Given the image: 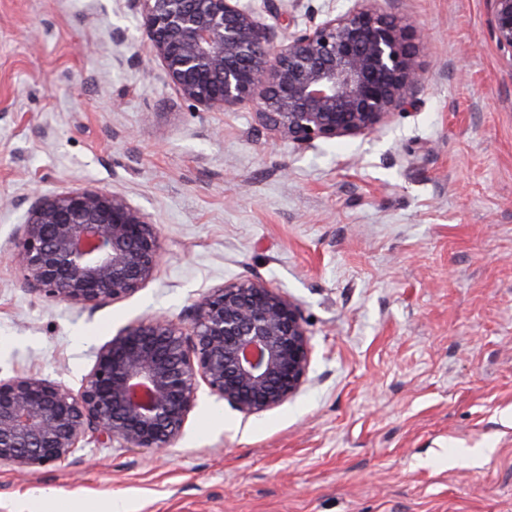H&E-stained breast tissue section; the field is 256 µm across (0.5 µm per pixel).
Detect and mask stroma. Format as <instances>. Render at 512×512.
Wrapping results in <instances>:
<instances>
[{"instance_id":"1","label":"stroma","mask_w":512,"mask_h":512,"mask_svg":"<svg viewBox=\"0 0 512 512\" xmlns=\"http://www.w3.org/2000/svg\"><path fill=\"white\" fill-rule=\"evenodd\" d=\"M387 9L425 35L415 106L298 150L251 108L182 99L127 0H0V377L79 389L112 336L250 279L299 303L312 350L264 413L199 389L166 453L1 468L0 512H512V52L491 0ZM76 187L160 230L155 277L96 309L29 292L10 258L27 198Z\"/></svg>"}]
</instances>
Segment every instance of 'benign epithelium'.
<instances>
[{
    "mask_svg": "<svg viewBox=\"0 0 512 512\" xmlns=\"http://www.w3.org/2000/svg\"><path fill=\"white\" fill-rule=\"evenodd\" d=\"M167 83L202 111L252 108L297 149L368 135L416 103L417 29L357 0L288 35L246 0H128ZM491 29L512 52V0H493ZM24 285L96 309L127 298L161 260L156 224L117 193L37 194L14 237ZM189 326L152 317L101 346L79 390L36 376L0 379V467L58 466L80 442L164 452L181 436L199 385L246 416L304 385L311 347L300 305L261 280L215 288Z\"/></svg>",
    "mask_w": 512,
    "mask_h": 512,
    "instance_id": "benign-epithelium-1",
    "label": "benign epithelium"
}]
</instances>
